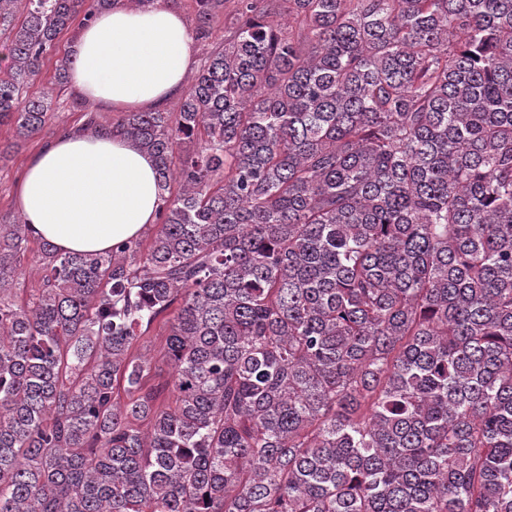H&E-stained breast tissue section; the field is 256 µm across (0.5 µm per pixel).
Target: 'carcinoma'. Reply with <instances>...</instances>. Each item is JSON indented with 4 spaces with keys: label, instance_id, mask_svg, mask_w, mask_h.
Listing matches in <instances>:
<instances>
[{
    "label": "carcinoma",
    "instance_id": "obj_1",
    "mask_svg": "<svg viewBox=\"0 0 512 512\" xmlns=\"http://www.w3.org/2000/svg\"><path fill=\"white\" fill-rule=\"evenodd\" d=\"M150 2L0 0V126ZM194 3L175 107L80 127L153 158L150 240L0 217V512H512V0ZM165 320H158L156 321L148 333L147 341L145 342V346H147L148 349L151 350V354L154 355L155 359L157 360V366H159V372L161 373L162 377L167 376L168 367L166 364H164L161 361L160 355H159V349L161 344L164 342L165 336H162L166 334V327L164 325Z\"/></svg>",
    "mask_w": 512,
    "mask_h": 512
}]
</instances>
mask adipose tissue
Here are the masks:
<instances>
[{"mask_svg":"<svg viewBox=\"0 0 512 512\" xmlns=\"http://www.w3.org/2000/svg\"><path fill=\"white\" fill-rule=\"evenodd\" d=\"M68 91L101 112H148L182 95L196 58L184 15L171 0L114 6L70 44ZM32 236L70 253L103 252L139 237L162 204L154 161L116 131L70 128L33 154L15 186Z\"/></svg>","mask_w":512,"mask_h":512,"instance_id":"adipose-tissue-1","label":"adipose tissue"}]
</instances>
